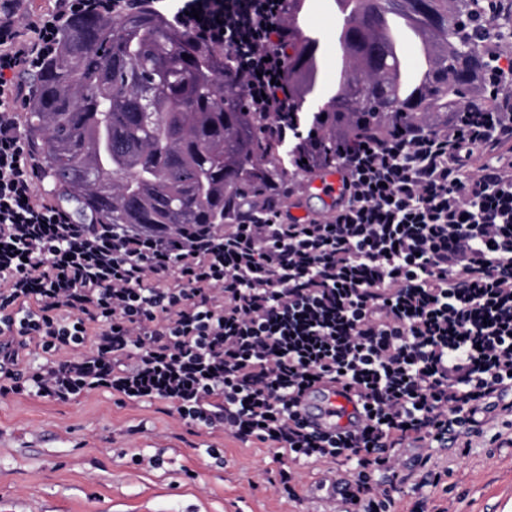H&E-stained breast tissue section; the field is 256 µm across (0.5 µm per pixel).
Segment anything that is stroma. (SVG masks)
Listing matches in <instances>:
<instances>
[{
    "instance_id": "35a3bbf8",
    "label": "stroma",
    "mask_w": 512,
    "mask_h": 512,
    "mask_svg": "<svg viewBox=\"0 0 512 512\" xmlns=\"http://www.w3.org/2000/svg\"><path fill=\"white\" fill-rule=\"evenodd\" d=\"M319 40V82L311 99L335 95V0H308ZM435 465L436 483L414 453L389 482L394 512H503L512 501V444L488 429L468 436ZM280 462L273 450L241 444L223 428L179 423L167 404L132 405L94 392L61 403L32 394L0 399V512H316L312 494L335 470L298 471V501L274 495Z\"/></svg>"
}]
</instances>
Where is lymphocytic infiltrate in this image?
Returning a JSON list of instances; mask_svg holds the SVG:
<instances>
[{
  "mask_svg": "<svg viewBox=\"0 0 512 512\" xmlns=\"http://www.w3.org/2000/svg\"><path fill=\"white\" fill-rule=\"evenodd\" d=\"M0 0V398L69 402L106 391L164 401L199 430L275 450L293 467L353 464L357 493L399 453L457 445L512 417V51L486 102L439 126L390 119L340 136L344 193L325 221L254 203L224 224L78 223L41 179L20 121L22 73L73 16L138 0ZM287 0H178L172 19L224 48L251 111L292 170L319 169L317 124L288 80ZM39 351L40 362L29 360ZM356 390L359 429L309 430L298 400Z\"/></svg>",
  "mask_w": 512,
  "mask_h": 512,
  "instance_id": "1",
  "label": "lymphocytic infiltrate"
}]
</instances>
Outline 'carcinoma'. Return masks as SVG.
<instances>
[{"mask_svg": "<svg viewBox=\"0 0 512 512\" xmlns=\"http://www.w3.org/2000/svg\"><path fill=\"white\" fill-rule=\"evenodd\" d=\"M343 26L379 16L372 37L346 52L342 65L364 88H342L321 110L322 139L336 142V123L353 117L358 130L380 134L405 109L448 110L475 101L484 78L460 79L469 57L454 40L485 56L463 29L512 33V14L474 11L475 0H354ZM403 3L433 31L435 58L428 89L396 97L390 38L377 34L385 13ZM292 45L294 95L304 102L319 78L318 40ZM265 119L246 110L242 85L226 52L156 12L149 0L123 15L76 16L33 77L25 132L42 176L82 216L104 224H222L238 205L275 197L287 174L281 147L264 132Z\"/></svg>", "mask_w": 512, "mask_h": 512, "instance_id": "1", "label": "carcinoma"}]
</instances>
